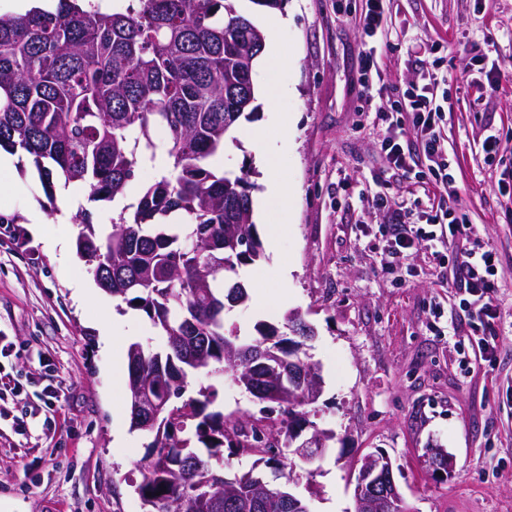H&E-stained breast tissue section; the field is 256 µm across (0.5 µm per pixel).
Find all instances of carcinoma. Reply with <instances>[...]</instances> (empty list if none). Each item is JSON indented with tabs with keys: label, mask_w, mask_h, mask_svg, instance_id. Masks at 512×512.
<instances>
[{
	"label": "carcinoma",
	"mask_w": 512,
	"mask_h": 512,
	"mask_svg": "<svg viewBox=\"0 0 512 512\" xmlns=\"http://www.w3.org/2000/svg\"><path fill=\"white\" fill-rule=\"evenodd\" d=\"M239 0H125L103 10L92 0H57L0 14V147L21 150L53 197L54 172L90 190L93 200L125 195L142 164L168 159L112 230L96 232L80 211L81 256L94 264L105 292L143 311L165 338L154 350L127 351L128 393L149 385L163 402L150 420L130 413V427L151 441L136 464V491L149 512H288V500L262 498L258 467L288 456L290 431L308 423L309 404L289 388L288 336L261 325L260 338L225 329L224 310L247 299L225 273L260 259L251 185L209 167L226 136L255 100L252 70L264 49L257 24ZM186 215L177 231L158 223ZM229 374L246 393L270 404L279 427L257 426L212 408L210 385L186 395L189 373ZM256 457L224 473V449ZM151 496H146V493Z\"/></svg>",
	"instance_id": "cac0c4a2"
}]
</instances>
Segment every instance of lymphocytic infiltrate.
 I'll list each match as a JSON object with an SVG mask.
<instances>
[{
    "label": "lymphocytic infiltrate",
    "mask_w": 512,
    "mask_h": 512,
    "mask_svg": "<svg viewBox=\"0 0 512 512\" xmlns=\"http://www.w3.org/2000/svg\"><path fill=\"white\" fill-rule=\"evenodd\" d=\"M440 108L429 85L410 86L402 97L391 100L377 117L385 125L382 147L389 163L397 170L409 172L412 158L400 142L404 124H411L417 137L424 144L429 161L428 177L435 188L444 190L451 184V162L437 131ZM371 202L376 209L386 211L390 222L383 231L385 251L397 258L417 246L429 249L443 243H451L454 249L447 258L448 285L459 296V306L468 317L467 325L475 353L485 361L492 360L496 345L495 322L500 317L499 306L494 298L496 275L494 251L482 244L480 233L468 224L465 214L457 208L438 201L434 215L422 225H407L402 213L396 208L390 195L378 190Z\"/></svg>",
    "instance_id": "f902f5d3"
}]
</instances>
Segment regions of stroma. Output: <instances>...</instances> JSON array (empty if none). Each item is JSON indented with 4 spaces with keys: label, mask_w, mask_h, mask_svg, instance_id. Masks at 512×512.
I'll use <instances>...</instances> for the list:
<instances>
[{
    "label": "stroma",
    "mask_w": 512,
    "mask_h": 512,
    "mask_svg": "<svg viewBox=\"0 0 512 512\" xmlns=\"http://www.w3.org/2000/svg\"><path fill=\"white\" fill-rule=\"evenodd\" d=\"M289 22L276 34L282 51L274 107L256 98L250 125L264 128V144L279 159L288 186L286 208L264 207V171L243 140L227 142L218 164L247 175L253 187V221L263 255L259 286L271 300L260 310L246 300L226 310V327L256 337L255 325H283L300 312L313 327L311 360L322 394L309 408L313 429L330 433L325 455L297 463L292 490L311 512H355V477L362 457L381 450L408 512H512V72L496 97L481 89L491 67L485 51L495 44L500 64H512V0H388L386 37L368 38L358 19L365 0H286ZM442 43L434 94L441 132L454 159L450 202L477 225L498 259L501 329L493 362L475 358L455 335L451 317L459 298L436 259L416 247L395 263L382 254L383 212L371 203L376 185L387 187L420 224L434 196L421 179L392 169L381 148L384 129L356 81L359 54L374 48L381 76L394 93L422 82ZM499 134L493 164L482 143ZM10 190L0 194V215L20 216L25 246L0 224V336L15 346L0 357V382L15 395L0 403V501L15 512H146L135 486V468L149 439L128 431L127 452L112 446L117 417L128 414L126 382L112 374L97 322L112 323L119 352L132 342L162 345L143 312L139 330L126 334L112 319L110 295L77 307L74 284L93 281L80 256L62 260L26 220L40 211L50 235L77 242L81 225L55 222L49 200L25 153L17 155ZM280 225L277 240L266 227ZM67 386L45 424V387L57 377ZM216 384L217 406L245 417L258 403L231 377L188 378L189 393ZM27 422L26 431L15 429ZM453 461L432 472L428 449Z\"/></svg>",
    "instance_id": "stroma-1"
}]
</instances>
